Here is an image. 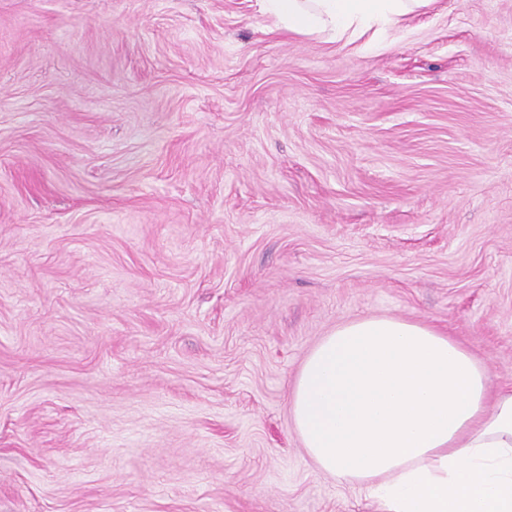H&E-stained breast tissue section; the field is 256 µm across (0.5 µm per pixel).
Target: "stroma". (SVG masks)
I'll return each instance as SVG.
<instances>
[{
    "mask_svg": "<svg viewBox=\"0 0 512 512\" xmlns=\"http://www.w3.org/2000/svg\"><path fill=\"white\" fill-rule=\"evenodd\" d=\"M363 316L512 386V0H0V512H372L288 410ZM432 0H257L276 28L295 35H317L330 43H353L368 32L385 40Z\"/></svg>",
    "mask_w": 512,
    "mask_h": 512,
    "instance_id": "1",
    "label": "stroma"
}]
</instances>
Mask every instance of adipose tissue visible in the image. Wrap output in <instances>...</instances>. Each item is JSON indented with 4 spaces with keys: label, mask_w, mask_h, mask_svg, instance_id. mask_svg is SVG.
<instances>
[{
    "label": "adipose tissue",
    "mask_w": 512,
    "mask_h": 512,
    "mask_svg": "<svg viewBox=\"0 0 512 512\" xmlns=\"http://www.w3.org/2000/svg\"><path fill=\"white\" fill-rule=\"evenodd\" d=\"M431 0H257L278 29L350 44L387 39ZM425 324L344 322L306 354L289 413L323 474L362 488L374 512H512V388Z\"/></svg>",
    "instance_id": "obj_1"
}]
</instances>
